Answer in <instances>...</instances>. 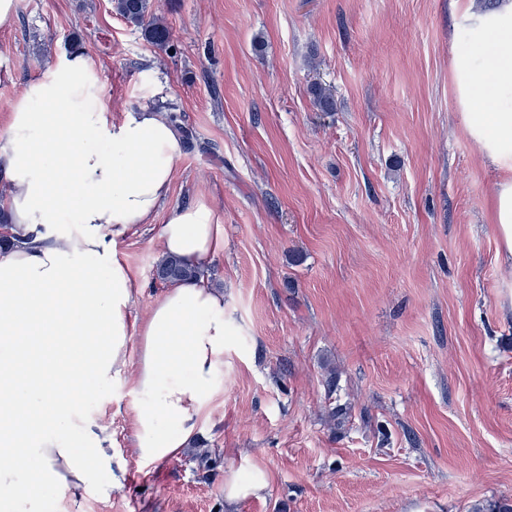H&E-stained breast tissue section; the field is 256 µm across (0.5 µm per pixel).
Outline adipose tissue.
<instances>
[{"mask_svg": "<svg viewBox=\"0 0 512 512\" xmlns=\"http://www.w3.org/2000/svg\"><path fill=\"white\" fill-rule=\"evenodd\" d=\"M474 46L452 55L457 104L482 155L504 176L491 219L512 257V0H466ZM181 138L150 105L113 120L98 68L82 52L26 83L0 140V199L17 237L0 253V496L9 512H45L41 490L108 494V437L82 415L84 397L140 356L133 446L160 462L180 454L218 390L230 330L224 291L204 280L170 286L138 332V291L115 244L151 222L166 200ZM160 253L206 268L224 247V220L205 200L177 206L160 228Z\"/></svg>", "mask_w": 512, "mask_h": 512, "instance_id": "obj_1", "label": "adipose tissue"}]
</instances>
